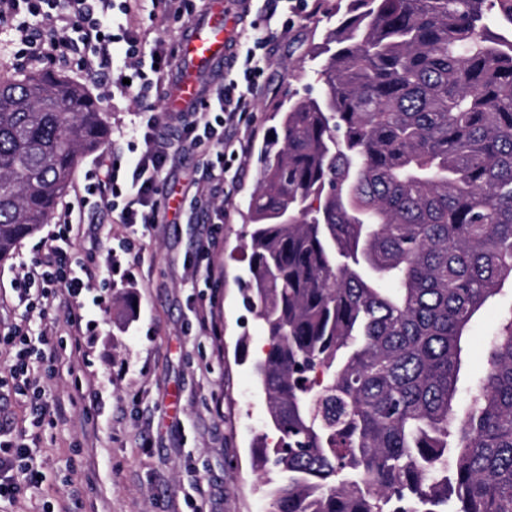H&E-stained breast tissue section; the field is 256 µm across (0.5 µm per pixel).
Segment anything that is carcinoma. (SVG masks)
<instances>
[{
    "label": "carcinoma",
    "instance_id": "cac0c4a2",
    "mask_svg": "<svg viewBox=\"0 0 512 512\" xmlns=\"http://www.w3.org/2000/svg\"><path fill=\"white\" fill-rule=\"evenodd\" d=\"M261 150L251 278L270 340L252 467L271 512H512V306L454 409L462 337L512 288V0H350ZM86 90L0 78V262L106 145Z\"/></svg>",
    "mask_w": 512,
    "mask_h": 512
}]
</instances>
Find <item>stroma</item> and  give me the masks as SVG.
Instances as JSON below:
<instances>
[{"mask_svg": "<svg viewBox=\"0 0 512 512\" xmlns=\"http://www.w3.org/2000/svg\"><path fill=\"white\" fill-rule=\"evenodd\" d=\"M350 0H309L288 31L274 34L270 64L259 79L251 110L255 122L230 129V140L248 139L245 155L231 159L236 174L224 198V221L205 210H167L157 224H121L99 196H84L88 177L101 175L109 159L126 160L122 137L137 106L110 97V81H86L76 68L32 63L0 53V76L44 70L83 84L107 116L109 141L84 155L56 214L84 206L86 225L67 249L85 258L91 244L128 241L140 258L116 252L106 285L82 299V315L97 320L96 336L75 349L57 306L45 312L0 304V320L29 324L45 333L55 350V379L46 391L49 425L38 431L36 457L42 478L5 512H43L45 502L66 512H269L266 488L251 471L256 435L266 432L265 396L252 364L267 336L245 306L240 278L248 273L247 205L259 180L258 153L279 128L277 114L289 96L312 84L314 44L342 17ZM134 24L148 40L177 45L183 20L136 0ZM200 149H173L167 162L170 186L191 199ZM47 229L22 239L0 262V300L12 293L16 268L42 253ZM215 240L208 253L201 243ZM506 301H489L464 338L459 401L485 369L484 344L498 325ZM214 328L201 331L200 316ZM247 337L246 349L237 341Z\"/></svg>", "mask_w": 512, "mask_h": 512, "instance_id": "35a3bbf8", "label": "stroma"}]
</instances>
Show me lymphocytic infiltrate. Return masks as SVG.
<instances>
[{
    "instance_id": "f902f5d3",
    "label": "lymphocytic infiltrate",
    "mask_w": 512,
    "mask_h": 512,
    "mask_svg": "<svg viewBox=\"0 0 512 512\" xmlns=\"http://www.w3.org/2000/svg\"><path fill=\"white\" fill-rule=\"evenodd\" d=\"M305 0H251L258 20L250 25L232 55L242 67L240 76L225 77L223 83L206 89L197 110L175 113L174 133H167L153 105L149 92L165 84L176 63L174 50L164 41L147 45L144 36L132 24L122 23L127 4L113 5L112 0H0V22L10 23L18 56L36 61L63 60L82 70L89 79L111 76L112 86L120 95L136 94L139 106L125 138L130 158L126 163L107 164L103 181L87 186V193L108 191L109 210L119 213L123 224H155L166 215L169 181L166 174L168 155L175 144L211 143L214 158L201 159L207 172L201 197L216 198L230 180L229 169L221 165L224 155L239 156L248 150L244 139L230 141L224 129L239 124L251 106V96L269 64L265 47L273 34L287 30L278 8L297 13ZM78 40H71L70 31ZM125 43L123 64L112 65V46ZM133 83H125V76ZM84 213L66 212L55 224L50 248L32 265L23 266L13 281L14 298L27 310H42L53 305L59 293H66V322L75 339L91 335L94 324L84 321L78 309L81 296L91 291L94 281L112 270L111 263L89 262L82 274H75L68 263L63 245L69 244L84 223ZM0 349L8 357L0 362V389L29 395L30 413L41 417L42 398L53 372L41 371L47 359L31 344L27 326L13 325L0 336ZM39 476L35 457L24 439L0 425V501L16 503L26 495Z\"/></svg>"
}]
</instances>
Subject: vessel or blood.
Wrapping results in <instances>:
<instances>
[{"instance_id":"1","label":"vessel or blood","mask_w":512,"mask_h":512,"mask_svg":"<svg viewBox=\"0 0 512 512\" xmlns=\"http://www.w3.org/2000/svg\"><path fill=\"white\" fill-rule=\"evenodd\" d=\"M229 46L224 4L212 0L207 14L193 21L181 38L177 67L163 93L165 111L179 112L196 103L202 72L222 65Z\"/></svg>"}]
</instances>
